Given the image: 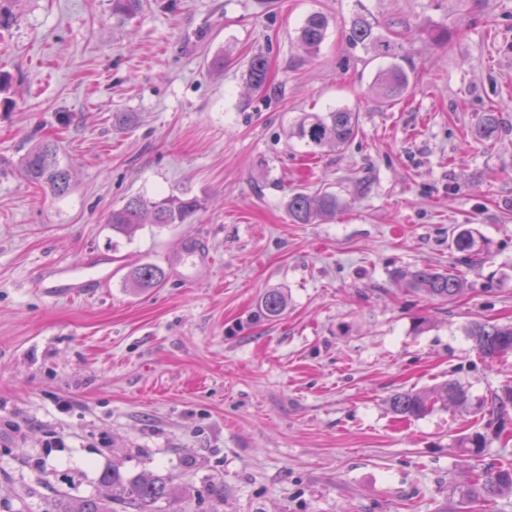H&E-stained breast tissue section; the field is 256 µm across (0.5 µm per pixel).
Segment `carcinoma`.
<instances>
[{"mask_svg":"<svg viewBox=\"0 0 512 512\" xmlns=\"http://www.w3.org/2000/svg\"><path fill=\"white\" fill-rule=\"evenodd\" d=\"M144 0H112V15L132 18L139 14ZM328 30V19L320 11L310 13L299 28L296 40L307 54L319 53ZM411 32V27L397 30V22H373L363 14L355 15L345 29V37L353 46H360L372 53L376 59L387 61L378 71L374 89L386 102L403 98L410 89L411 72L403 65L406 60L403 40ZM268 77V62L261 54L250 57L246 64L245 80L253 89L265 87ZM358 113L349 109H336L303 118L296 130L297 137L304 142L312 154L325 148L340 149L353 138L358 127ZM498 126L495 112L480 113L472 128L476 139L492 136ZM21 177L31 184L46 187L55 197L65 195L70 188V172L58 165L53 144L41 143L30 150L23 158L20 167ZM336 195L328 192H292L288 195L286 208L288 218L294 224H314L322 217L336 211ZM202 209L195 198L170 195L160 199H147L142 196L129 198L121 207L112 210L108 223L112 231L126 237L132 236L144 224L167 227L172 224H186ZM450 248L464 263L489 250L490 244L479 239L468 228L453 231ZM396 276L406 280L408 285L426 295L443 300L455 298L465 288V278L456 273H444L434 268L416 267L398 271ZM130 278L136 287L154 288L163 278V270L146 263L131 270ZM288 307L286 296L275 288L268 289L261 297L256 317L273 321L279 319ZM474 349L492 365L501 358L512 354V326H501L488 321L476 320L466 328ZM466 401L465 391L454 381H446L430 392L403 390L389 397L391 411L402 418L422 417L434 410L439 403H452L461 406ZM101 483L112 486V501L123 502L134 512H160L158 503L173 495L168 481L145 471L132 480L125 478L116 466L101 475ZM512 492V468L500 469L486 477L478 487L467 492L470 497H492L502 492ZM53 512H114L112 505L89 497L74 507L66 500L55 501Z\"/></svg>","mask_w":512,"mask_h":512,"instance_id":"cac0c4a2","label":"carcinoma"}]
</instances>
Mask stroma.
<instances>
[{"label": "stroma", "mask_w": 512, "mask_h": 512, "mask_svg": "<svg viewBox=\"0 0 512 512\" xmlns=\"http://www.w3.org/2000/svg\"><path fill=\"white\" fill-rule=\"evenodd\" d=\"M0 7V512L110 496L115 464L169 477L167 512H512V493L465 497L512 465V407L491 406L512 357L488 367L466 334L512 324V0H146L128 20L111 0ZM359 7L418 28L401 101H378L383 60L344 37ZM315 11L329 28L307 58L296 35ZM438 27L456 29L450 44L427 38ZM256 53L269 82L252 93ZM343 107L356 138L308 158L295 123ZM491 109L497 132L474 140ZM45 141L72 176L60 198L18 174ZM294 189L334 192L335 215L291 223ZM172 194L205 207L113 234L128 198ZM458 228L489 241L482 262L458 261ZM188 244L204 257L191 283ZM50 262L112 279L50 298L31 285ZM147 262L165 277L135 289ZM423 266L462 272L463 292L433 299L394 276ZM269 288L288 308L255 321ZM448 380L465 406L411 420L388 406ZM475 432L480 454L456 448ZM268 77V62L262 54L250 57L246 64L245 80L253 89L260 90L265 87Z\"/></svg>", "instance_id": "obj_1"}]
</instances>
